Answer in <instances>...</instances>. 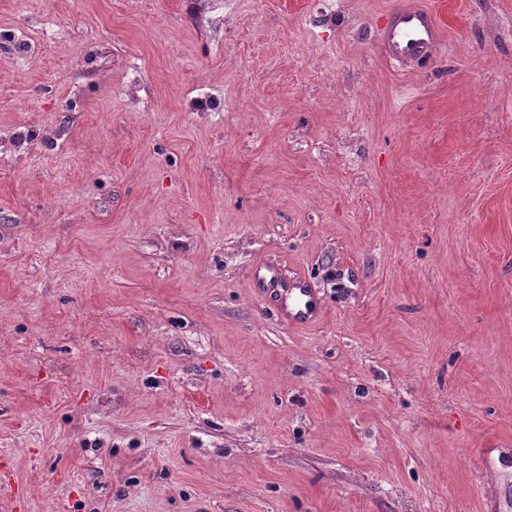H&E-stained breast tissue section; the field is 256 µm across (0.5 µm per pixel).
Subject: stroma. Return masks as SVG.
Here are the masks:
<instances>
[{
	"label": "stroma",
	"instance_id": "stroma-1",
	"mask_svg": "<svg viewBox=\"0 0 512 512\" xmlns=\"http://www.w3.org/2000/svg\"><path fill=\"white\" fill-rule=\"evenodd\" d=\"M405 8L439 40L402 69ZM9 30L0 512L512 500L479 455L512 448V0H0ZM280 306L284 317L295 324H311L320 316L316 298L302 282L284 291L280 298Z\"/></svg>",
	"mask_w": 512,
	"mask_h": 512
}]
</instances>
